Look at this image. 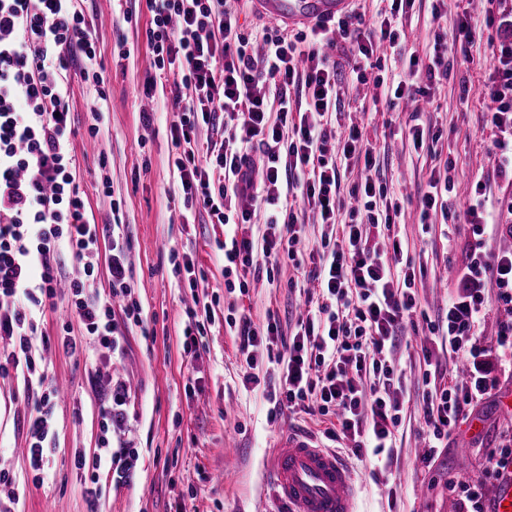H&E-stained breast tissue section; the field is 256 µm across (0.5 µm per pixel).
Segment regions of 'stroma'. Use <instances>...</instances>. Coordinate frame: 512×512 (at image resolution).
<instances>
[{"instance_id": "1", "label": "stroma", "mask_w": 512, "mask_h": 512, "mask_svg": "<svg viewBox=\"0 0 512 512\" xmlns=\"http://www.w3.org/2000/svg\"><path fill=\"white\" fill-rule=\"evenodd\" d=\"M440 19L431 15V0H415L403 21L409 47L419 55L432 49L436 31L452 32L464 4L447 0ZM80 6L97 46V65L104 81L93 84L79 76L82 61L68 71V95L74 130L70 149L76 159L78 184L90 223L108 226L109 238L126 249L135 284L134 297L143 309L144 326L115 321L122 335L111 363L55 349L48 353L60 398L53 413L58 451L50 459L43 486H27L25 512H275L266 484L264 460L284 434L301 431L317 436L334 427L335 417L305 413L272 415L259 385H244L238 340L225 323L230 310H248L254 321L267 314L281 326H294L304 306V270L281 257L274 282L251 283L248 295L224 288V227L197 213L183 223L181 191L169 163L170 126L178 115L169 100L143 96L147 80L160 76L173 85V72L157 74L147 43L150 13L146 0H81ZM501 30L489 29L467 50H455L447 79L413 105L388 107L375 101L371 85L344 83V108L333 135L363 120L364 137L380 153L381 172L404 211L395 228L415 265L425 274L417 282L421 310L429 316L445 312L456 286L449 276L476 239L471 225L456 219L453 238L443 234L444 218H431L429 231L418 222L417 195L431 172H447L458 209H465L476 182L485 183L489 198L512 194V181L501 176L492 150L493 133L486 123L479 93L493 69L498 38L512 34V0H494ZM126 56H119V48ZM154 113L144 125L142 113ZM419 113L423 125L440 139L415 149L406 123ZM97 136H89L91 125ZM109 188H102V180ZM187 253L209 283L206 303L213 324L198 357L184 354L182 329L193 305L189 289L173 277L171 252ZM428 330L418 325L399 343L395 359L403 371L405 410L397 433L391 467L376 468L348 457L356 478V512H458L453 485L483 476L491 449L512 429V412L499 398L512 391V376L499 375L491 395L470 410L448 437L440 455L426 459L420 439L422 421L421 347ZM200 389L187 393L189 377ZM131 389L127 419L112 435L113 445L132 444L139 452L129 479L107 484L98 502H90L70 452L97 449L99 406L110 380ZM30 404L22 383L0 380V467L26 479V430Z\"/></svg>"}]
</instances>
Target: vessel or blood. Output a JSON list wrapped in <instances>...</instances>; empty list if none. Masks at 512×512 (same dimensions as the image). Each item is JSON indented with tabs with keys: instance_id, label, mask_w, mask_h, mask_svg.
Instances as JSON below:
<instances>
[{
	"instance_id": "obj_1",
	"label": "vessel or blood",
	"mask_w": 512,
	"mask_h": 512,
	"mask_svg": "<svg viewBox=\"0 0 512 512\" xmlns=\"http://www.w3.org/2000/svg\"><path fill=\"white\" fill-rule=\"evenodd\" d=\"M349 0H259L273 22L312 25L344 14ZM266 481L286 512H355V478L335 452L307 435L282 437L266 464Z\"/></svg>"
}]
</instances>
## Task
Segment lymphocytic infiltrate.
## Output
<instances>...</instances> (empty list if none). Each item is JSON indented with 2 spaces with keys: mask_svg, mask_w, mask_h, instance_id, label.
Segmentation results:
<instances>
[{
  "mask_svg": "<svg viewBox=\"0 0 512 512\" xmlns=\"http://www.w3.org/2000/svg\"><path fill=\"white\" fill-rule=\"evenodd\" d=\"M79 0H0V377L21 378L31 408L26 428L27 458L33 485H43L55 450L52 414L57 389L47 352L103 354L120 340L112 317L122 300L128 321L143 325L142 307L132 295L131 275L120 244L108 257L110 288L95 287L100 233L85 217L69 150V103L63 74L68 55L80 53L89 67L82 79L102 83L91 62L96 58ZM494 0H484L481 18L463 12L452 37L436 36L433 53L421 59L409 52L396 27L400 13L415 0H390L377 20L366 23L349 9L331 23L320 22L289 34L266 29L253 35L239 23L230 0H147V30L153 66L177 71L182 89L172 105L179 120L170 128L172 166L185 211L205 210L235 233L224 238V286L248 293L249 283L272 274L279 254L295 256L302 237L299 208L317 212L324 231L309 258L307 279L318 292L316 305L299 316L296 331L283 335L275 317L255 325L230 314L225 323L239 338L247 370L256 382L262 361L280 365L283 374L266 397L274 412L300 408L335 414L334 440L357 458L390 461L402 423V378L394 350L419 306L416 270L404 260L397 239L371 238L372 228H392L401 207L380 179V161L359 125L347 136L327 132L340 101L337 66L329 48L337 38L349 43L351 73L372 82L375 100L387 106L415 101L425 87L448 76V44L473 43L479 25H493ZM407 53L409 79H368L367 63L384 49ZM494 76L481 96L500 152L498 169L512 175V39L493 53ZM207 127L215 138L199 144ZM363 160L366 176L349 192L351 203L338 211L341 165ZM264 210L265 232L254 238L249 225ZM475 235H512V198L490 210L476 192L465 211ZM67 246L78 270L67 281L74 325L59 335L39 330L47 301L57 294V257ZM493 279L496 294L481 281ZM458 290L444 315L428 322L421 373L425 439L430 453L443 447L466 407L479 402L496 384L484 371L486 348L479 333L493 304L509 312L499 328V345L512 351V253L490 254L482 245L467 249L457 270ZM79 335H72V327ZM469 359L467 380L445 375L433 349ZM124 385H116L99 408L98 451L74 449L75 469L87 480L90 500L103 493L102 478H126L137 449H113L114 426L122 422ZM512 468V442L488 456L486 479ZM486 479L457 484L461 512H485Z\"/></svg>",
  "mask_w": 512,
  "mask_h": 512,
  "instance_id": "f902f5d3",
  "label": "lymphocytic infiltrate"
}]
</instances>
